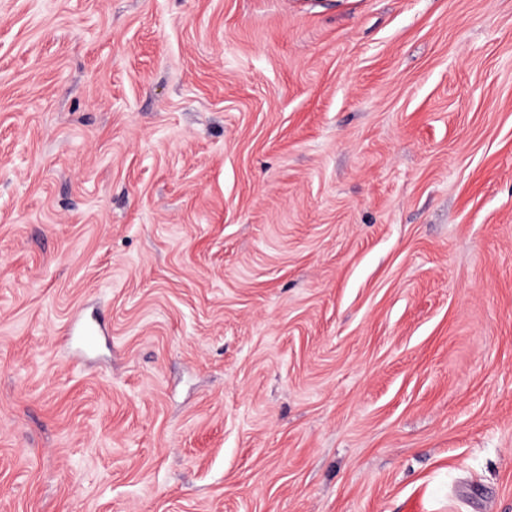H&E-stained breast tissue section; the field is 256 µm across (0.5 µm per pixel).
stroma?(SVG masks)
<instances>
[{"label": "stroma", "mask_w": 512, "mask_h": 512, "mask_svg": "<svg viewBox=\"0 0 512 512\" xmlns=\"http://www.w3.org/2000/svg\"><path fill=\"white\" fill-rule=\"evenodd\" d=\"M0 512H512V0H0Z\"/></svg>", "instance_id": "1"}]
</instances>
